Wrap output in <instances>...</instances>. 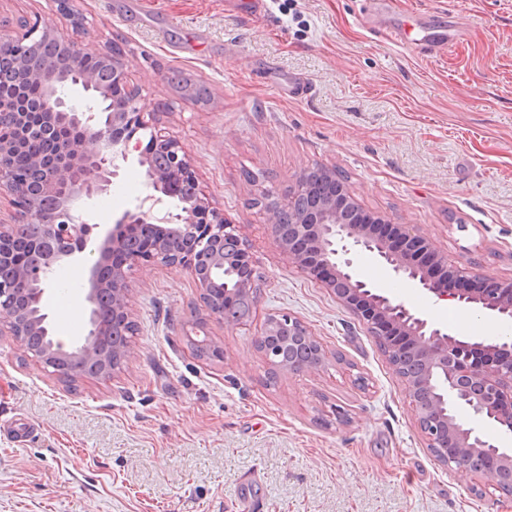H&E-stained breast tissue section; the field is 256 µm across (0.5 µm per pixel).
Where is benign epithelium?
<instances>
[{"label":"benign epithelium","instance_id":"1","mask_svg":"<svg viewBox=\"0 0 512 512\" xmlns=\"http://www.w3.org/2000/svg\"><path fill=\"white\" fill-rule=\"evenodd\" d=\"M49 39L65 49L72 68L73 84L92 92L97 107L77 110L66 104L55 91L59 69L42 64L33 72L41 84V104L33 109L21 108L17 97L0 96V120L13 113L15 132L0 136V196L11 204L28 222L42 224L46 237L54 242L50 263H34L19 270L18 280L27 285V305L19 304L15 285L0 282V327L6 326L15 340L52 373L72 381L87 376V366H101L98 376H110V356L102 350L101 336L105 326L96 316L103 292L112 289V311L116 316L133 320L129 307L128 273L135 268L159 261L167 266L187 270L200 290V300L208 315L225 321L224 311L208 306L209 275L215 268L231 266L235 287L224 289L230 302L249 300L250 312L258 304L255 281L258 279L250 244L237 224H230L209 206L208 197L200 187L191 163L180 142L144 119L136 95L127 93L120 99L111 96L104 84L80 69V63L91 57H105L112 62V84L125 83L121 54L113 47L108 51L88 48L73 40L58 38L54 27L35 21H23L17 29L0 28V57L13 56L27 60L33 35ZM139 117L140 128L150 130L154 153L140 156L154 193L147 195L134 211L125 212L107 229L97 246L98 258L90 268L89 288L85 300L90 309V329L83 342L70 349L54 340L46 326L42 298L49 278V269L65 258L84 253L90 224L71 215L75 201L88 199L107 190L112 181V160L127 155L133 136L118 135L129 114ZM75 126L80 136L55 139L53 133L62 126ZM43 138L50 144L46 159L39 162L41 190L54 201L52 210H40L23 192L22 178L11 163L14 151L32 138ZM90 142L94 149L78 150L74 144ZM190 182L193 196L183 203L180 212L163 210L166 198L180 194L168 174ZM305 188L299 176L295 191L278 202V208H265L273 236L288 261L309 277L328 288L336 299L350 309L386 350L389 364L394 355L410 354L422 367L418 375L404 378L407 393L416 413L417 425L437 459L448 463L443 452L449 447L490 449L501 454L503 465L512 469V452L500 450L456 416L461 407L492 421L498 430L512 434V341L488 343L449 334L428 320L411 313L404 305L358 279L347 258L352 246L375 254L397 275L415 282L439 300H454L478 305L505 320H512V286H504L478 271L480 263L469 262V271L448 264L422 236L397 224L398 236L388 238L372 230V223L385 226L390 220L365 211L350 192L332 197L296 224L279 223L278 212L294 211ZM133 224H153L158 239L147 249L135 253L127 249V229ZM20 224H0V257L14 250L21 236ZM288 329L290 336H311L313 332L301 320L286 314L267 318L256 339L268 370L290 374L314 372L324 366L326 356L307 367L279 368L270 352L262 347L265 337L278 329Z\"/></svg>","mask_w":512,"mask_h":512}]
</instances>
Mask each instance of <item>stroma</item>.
<instances>
[{"label":"stroma","mask_w":512,"mask_h":512,"mask_svg":"<svg viewBox=\"0 0 512 512\" xmlns=\"http://www.w3.org/2000/svg\"><path fill=\"white\" fill-rule=\"evenodd\" d=\"M0 0V25L36 14L59 35L123 52L127 85L179 140L211 207L246 235L261 274L244 324L211 319L221 361L186 325L205 311L190 273L128 278L137 330L114 375L65 382L0 334V512H512V495L429 450L402 379L330 290L292 265L259 200L314 167L340 172L366 211L406 224L449 264L512 281V0ZM441 43L426 46L425 30ZM205 87L207 101L194 97ZM78 203L84 254L44 299L55 339L81 343L101 226L151 189L138 151ZM358 275L455 336L512 339V322L438 300L357 253ZM77 307V328L62 325ZM303 321L328 359L269 380L265 320Z\"/></svg>","instance_id":"35a3bbf8"}]
</instances>
